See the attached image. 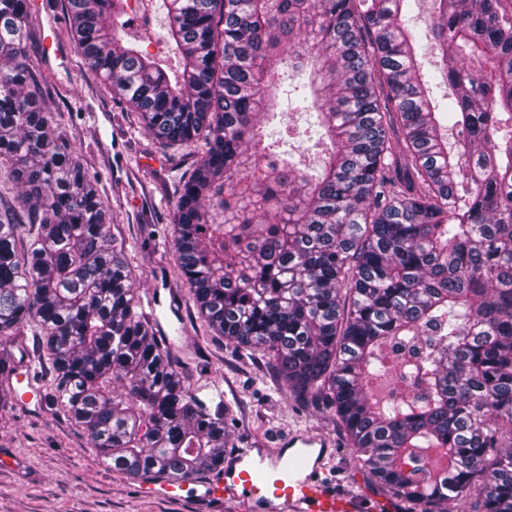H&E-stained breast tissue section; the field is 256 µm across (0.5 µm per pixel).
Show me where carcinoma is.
<instances>
[{"instance_id":"obj_1","label":"carcinoma","mask_w":512,"mask_h":512,"mask_svg":"<svg viewBox=\"0 0 512 512\" xmlns=\"http://www.w3.org/2000/svg\"><path fill=\"white\" fill-rule=\"evenodd\" d=\"M122 2L66 0L67 17L158 144L204 141L172 224L200 317L331 409L396 497L512 512V0H430L425 45L412 0H163L172 78L116 34ZM28 17L0 0V168L25 211L0 214V375L30 330L98 461L190 482L224 462L230 406L198 396L139 312L109 211L35 91ZM282 94L304 129L273 127ZM380 378L408 393L373 394Z\"/></svg>"}]
</instances>
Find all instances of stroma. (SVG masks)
<instances>
[{
    "mask_svg": "<svg viewBox=\"0 0 512 512\" xmlns=\"http://www.w3.org/2000/svg\"><path fill=\"white\" fill-rule=\"evenodd\" d=\"M26 58L39 100L51 112L56 136L79 150L86 173L109 208L111 232L122 242L138 298L159 292L156 315L183 327L172 364L189 375L205 401L224 398L233 410L227 423L235 444L264 442L277 447L289 431L321 435L334 445L332 467L348 484L378 497L386 492L355 462L345 432L333 413L306 407L279 387L269 355L236 350L214 335L199 316L178 277L170 242L173 209L181 183L204 151L203 142L161 148L144 130L138 113L112 97L105 82L89 71L73 38L66 0H42L30 11ZM119 36L135 35L143 49L168 67L177 58L163 41L165 18L154 11L149 24L124 11ZM59 44L60 59L45 63L43 48ZM14 353L28 357L42 378L39 412L0 396V512H201L193 500L160 499L141 493L139 481L96 461L78 428L50 397L54 372L41 340L31 332L16 337Z\"/></svg>",
    "mask_w": 512,
    "mask_h": 512,
    "instance_id": "1",
    "label": "stroma"
}]
</instances>
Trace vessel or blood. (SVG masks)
Returning a JSON list of instances; mask_svg holds the SVG:
<instances>
[{
    "mask_svg": "<svg viewBox=\"0 0 512 512\" xmlns=\"http://www.w3.org/2000/svg\"><path fill=\"white\" fill-rule=\"evenodd\" d=\"M329 441L292 433L272 451L249 443L196 482L193 498L208 505H228L233 512H400L401 505L334 481ZM178 482L146 475L144 492L171 497Z\"/></svg>",
    "mask_w": 512,
    "mask_h": 512,
    "instance_id": "b4317fda",
    "label": "vessel or blood"
}]
</instances>
